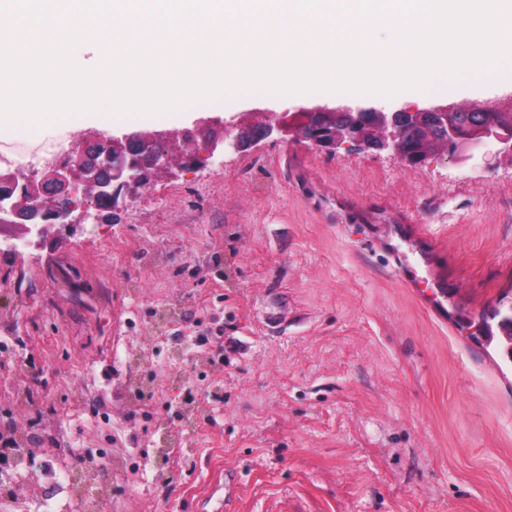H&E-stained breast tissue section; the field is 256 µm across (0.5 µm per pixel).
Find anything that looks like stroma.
Returning <instances> with one entry per match:
<instances>
[{
  "mask_svg": "<svg viewBox=\"0 0 512 512\" xmlns=\"http://www.w3.org/2000/svg\"><path fill=\"white\" fill-rule=\"evenodd\" d=\"M511 96L471 77L390 98L253 93L162 126ZM401 239L443 283L446 316L404 283L389 254ZM505 296L511 167L445 153L409 166L276 131L203 170L151 177L112 221L0 247V338L16 342L30 386L24 406L0 393V431L129 457L137 481L108 475L101 512L115 500L124 512H512V362L472 331ZM201 335L170 358L172 338ZM81 374L98 396L78 400ZM146 377L150 397L137 392ZM189 392L205 410L191 432ZM160 427L191 449L162 478ZM28 474L0 512H23L56 480L39 460Z\"/></svg>",
  "mask_w": 512,
  "mask_h": 512,
  "instance_id": "obj_1",
  "label": "stroma"
}]
</instances>
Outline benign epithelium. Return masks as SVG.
Returning a JSON list of instances; mask_svg holds the SVG:
<instances>
[{
  "instance_id": "7a95c632",
  "label": "benign epithelium",
  "mask_w": 512,
  "mask_h": 512,
  "mask_svg": "<svg viewBox=\"0 0 512 512\" xmlns=\"http://www.w3.org/2000/svg\"><path fill=\"white\" fill-rule=\"evenodd\" d=\"M458 111L460 106L453 102L396 112L316 106L304 110L292 130L334 154L352 142L363 149H389L409 164L444 151L460 165L512 166V98L483 102L481 111L494 112L498 119L467 131L448 121V114ZM279 125V117L267 112L259 122L246 116L206 118L192 130H142L121 138L90 131L62 162H47L27 174L18 168L0 171V232L15 249L39 245L47 237L50 217L67 222L74 215L83 222L93 217L90 208L98 197H111L115 209L136 197L148 174L175 164L170 153L175 139H200L201 150L183 166L194 170L208 166L227 149L243 151Z\"/></svg>"
}]
</instances>
